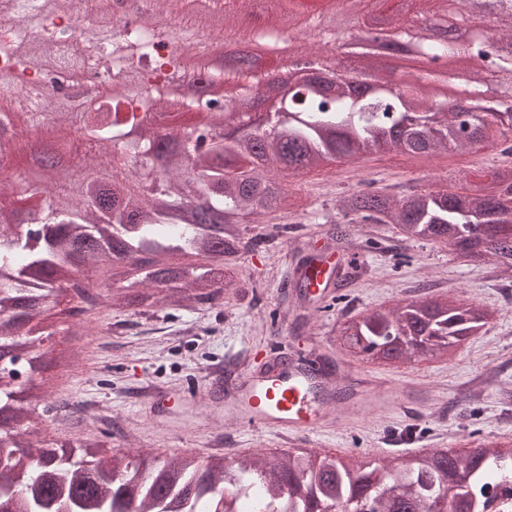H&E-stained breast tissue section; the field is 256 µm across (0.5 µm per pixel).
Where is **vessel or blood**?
<instances>
[{
	"instance_id": "vessel-or-blood-1",
	"label": "vessel or blood",
	"mask_w": 512,
	"mask_h": 512,
	"mask_svg": "<svg viewBox=\"0 0 512 512\" xmlns=\"http://www.w3.org/2000/svg\"><path fill=\"white\" fill-rule=\"evenodd\" d=\"M350 263L349 256L329 249L300 267L312 299H320ZM411 398V389L352 367L339 369L318 358L271 360L240 373L224 397V422L312 436L333 420L402 405Z\"/></svg>"
}]
</instances>
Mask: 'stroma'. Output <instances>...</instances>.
<instances>
[{
    "label": "stroma",
    "instance_id": "obj_1",
    "mask_svg": "<svg viewBox=\"0 0 512 512\" xmlns=\"http://www.w3.org/2000/svg\"><path fill=\"white\" fill-rule=\"evenodd\" d=\"M512 165L501 142L463 153L409 158L387 154L351 160L282 179L298 202L331 208L337 197L359 185L389 191L412 187H469L470 174ZM293 230L272 234L270 225L252 224L249 235L269 240L245 260V274L255 291L243 299L219 295L213 304L148 311L111 307L102 300L89 317V334L69 337L68 318L56 315L54 334L42 347L59 351L67 345L89 346L86 364L48 372L58 411L32 412L31 434L37 446L80 456L82 439L109 433L113 447L140 448L157 460L187 450L206 457L220 452L258 453L303 448L317 453H366L377 459L423 454L435 448L462 450L495 441L512 445V275L494 262L468 261L454 246L403 239L383 224H308L289 214ZM346 234V253L359 255L356 270L339 279V297L316 323L298 325L291 304L297 280L291 256L296 247L330 245ZM427 295L496 310L497 317L461 344L451 357L406 363H363L339 343L349 318L395 306L412 297L418 285ZM326 337L323 353L335 365L362 370L411 387L413 402L391 407L344 425L330 424L313 437H284L262 429L226 426L221 404L206 416L185 409L184 432L147 417L140 392L153 385L179 393L203 392L229 376L253 352L280 343L282 352L308 350L311 336Z\"/></svg>",
    "mask_w": 512,
    "mask_h": 512
}]
</instances>
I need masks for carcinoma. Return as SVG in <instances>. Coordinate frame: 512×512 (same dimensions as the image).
Masks as SVG:
<instances>
[{"mask_svg":"<svg viewBox=\"0 0 512 512\" xmlns=\"http://www.w3.org/2000/svg\"><path fill=\"white\" fill-rule=\"evenodd\" d=\"M84 2L81 14L74 0H0V87L10 92L9 107L0 109V167L20 153L22 136L46 126L78 133L68 144L86 161L77 179L60 171L31 179L21 167L0 178V347L16 349L33 370L67 367L77 356L44 360L37 349L49 327L23 333L17 322L64 303L89 312L101 278L112 281V304L123 309L202 305L223 290L239 293V260L263 241L244 236L241 225L269 224L297 206L280 173L394 151H465L500 124L512 127V112H499L503 104L491 98L485 76L487 69L508 76L512 56L487 50L486 68L470 66L481 37L437 42L410 20L400 26L416 53L452 57L467 72L466 92L452 110L436 111L433 102L441 86L459 84L454 71L400 86L371 70L340 83L321 72L280 99L257 128L234 91L260 86L265 74L252 59L236 58L227 69L217 62L224 39H249L227 0H209L224 24L204 34L179 0H151L148 16L132 0H112L122 24L110 37L95 28L100 0ZM302 39L315 49L333 34L313 16ZM488 39L512 40V10ZM160 45L167 56L156 55ZM75 66L112 81V96L93 99L75 89L70 97L81 102L66 105L60 77ZM181 114L189 119L174 128L154 122ZM335 207L352 224H394L418 242L460 238L461 254L512 270V167L482 172L468 193L422 189L396 197L359 189ZM492 317L472 303L412 299L344 322L341 335L396 361L446 354ZM12 397L0 387V496L24 499L26 512H217L219 502L222 512H319L326 503L358 507L365 499L376 503L374 512H429L438 497L479 512L487 489L512 482V456L484 450L399 456L397 464L365 454L277 452L238 457L230 470L175 456L148 469L139 450H126L118 463L95 440L82 445L87 459L72 461L27 441V415Z\"/></svg>","mask_w":512,"mask_h":512,"instance_id":"carcinoma-1","label":"carcinoma"}]
</instances>
